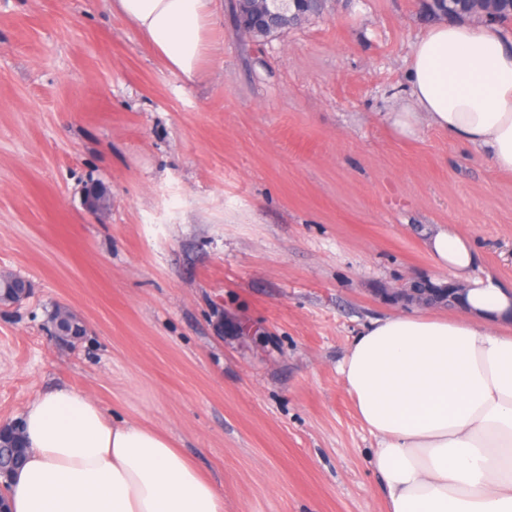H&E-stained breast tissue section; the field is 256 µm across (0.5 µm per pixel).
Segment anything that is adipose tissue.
Instances as JSON below:
<instances>
[{
	"mask_svg": "<svg viewBox=\"0 0 512 512\" xmlns=\"http://www.w3.org/2000/svg\"><path fill=\"white\" fill-rule=\"evenodd\" d=\"M215 0H109L143 46L186 80L216 48ZM401 133L427 125L512 172V34L439 20L419 37ZM438 267L463 281L462 314L371 321L340 371L375 436L370 466L385 512H512V286L471 276L477 253L455 228L430 236ZM27 457L11 512H224V497L163 433L86 391L37 393L23 419Z\"/></svg>",
	"mask_w": 512,
	"mask_h": 512,
	"instance_id": "obj_1",
	"label": "adipose tissue"
}]
</instances>
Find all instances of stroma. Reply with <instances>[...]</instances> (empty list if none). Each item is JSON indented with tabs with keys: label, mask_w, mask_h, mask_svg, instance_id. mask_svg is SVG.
<instances>
[{
	"label": "stroma",
	"mask_w": 512,
	"mask_h": 512,
	"mask_svg": "<svg viewBox=\"0 0 512 512\" xmlns=\"http://www.w3.org/2000/svg\"><path fill=\"white\" fill-rule=\"evenodd\" d=\"M188 83L108 0H0V425L74 386L167 435L224 512H384L374 437L338 367L379 296L448 280L447 226L512 284V173L427 126L397 132L426 0H325ZM112 203L94 218L91 183ZM67 306L82 336L47 322Z\"/></svg>",
	"instance_id": "obj_1"
}]
</instances>
